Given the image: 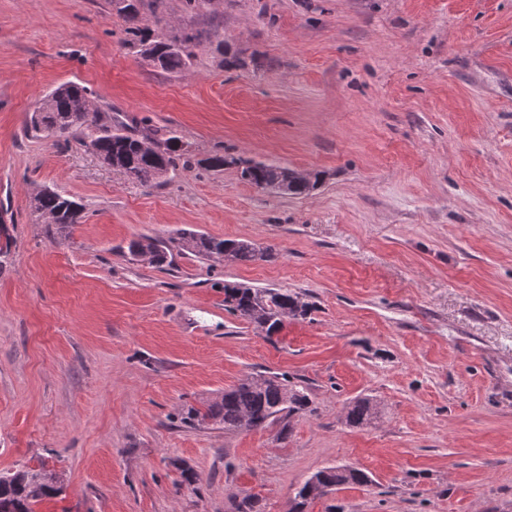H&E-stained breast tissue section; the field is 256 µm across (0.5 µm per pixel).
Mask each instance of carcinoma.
Returning <instances> with one entry per match:
<instances>
[{
	"label": "carcinoma",
	"instance_id": "cac0c4a2",
	"mask_svg": "<svg viewBox=\"0 0 512 512\" xmlns=\"http://www.w3.org/2000/svg\"><path fill=\"white\" fill-rule=\"evenodd\" d=\"M111 6L127 24L128 45L136 54L150 60L154 67L165 73H184L190 69L195 57L194 49L204 37L203 32L193 29L172 35L155 32L144 23L142 10L145 0H111ZM46 98L50 100L49 106L39 107L31 114L28 131L46 132L67 143L74 141L90 148L107 165L141 183L158 181L177 171L182 145L181 138L174 131L154 129L140 137L121 122H106L99 109L91 107L86 87L75 82L58 85L46 94ZM283 170L285 167L273 163L246 161L240 177L264 189L274 185ZM288 181V194L302 196L315 189L319 176L302 175L290 169ZM33 202L35 211L49 215L58 230L81 224L85 219L83 204L53 190L37 192ZM175 250L201 259L226 252L229 261L244 263L257 258L271 260L276 257L271 247L260 250L250 241L213 237L191 228L181 229L169 242L142 236L127 247L128 254L133 257L140 253L149 254L153 264L159 268L172 265ZM223 290L224 309L255 323L265 330L268 338L279 333L288 319H303L311 311V305L299 294L283 289L226 283ZM307 412H314V408L306 389L275 374L258 383L246 379L200 407L189 404L184 407L180 421L189 426L219 425L226 432H234L240 430L245 421L250 429L258 430L294 414ZM377 416L376 405L368 398H360L348 407L346 421L353 427H359L372 423ZM315 476L323 490L304 482L296 490L289 512H304L311 501L326 496V487L370 483L367 473L347 465L324 468ZM62 489L63 479L57 473L43 466L35 469L21 465L12 472L0 474V512H34L35 504L59 495Z\"/></svg>",
	"mask_w": 512,
	"mask_h": 512
}]
</instances>
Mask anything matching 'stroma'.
<instances>
[{
	"mask_svg": "<svg viewBox=\"0 0 512 512\" xmlns=\"http://www.w3.org/2000/svg\"><path fill=\"white\" fill-rule=\"evenodd\" d=\"M143 16L207 31L189 72L136 55L110 0H0V473L61 474L35 512H288L341 464L370 484L307 512H512V0H161ZM67 81L106 119L175 129V174L142 185L26 132ZM244 160L320 183L262 190ZM44 188L84 223L48 228ZM183 228L278 256L162 270L126 253ZM226 282L314 309L269 340L225 311ZM259 372L308 389L315 411L287 437L180 422ZM359 398L379 417L351 427Z\"/></svg>",
	"mask_w": 512,
	"mask_h": 512,
	"instance_id": "stroma-1",
	"label": "stroma"
}]
</instances>
